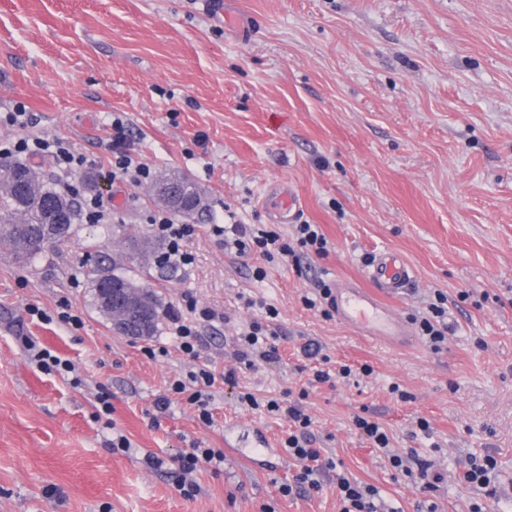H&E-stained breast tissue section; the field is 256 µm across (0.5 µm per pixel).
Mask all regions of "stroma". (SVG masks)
Returning a JSON list of instances; mask_svg holds the SVG:
<instances>
[{
  "label": "stroma",
  "mask_w": 512,
  "mask_h": 512,
  "mask_svg": "<svg viewBox=\"0 0 512 512\" xmlns=\"http://www.w3.org/2000/svg\"><path fill=\"white\" fill-rule=\"evenodd\" d=\"M19 103L28 125L2 123L0 139L67 141L90 162L74 178L80 195L115 211L107 224L79 219L31 266L0 248V512H340L328 475L321 492L280 496L300 468L285 453L270 468L230 456L223 472L202 467L192 498L177 487L178 457L223 447L225 428L262 430L279 447L287 421L238 394L299 392L308 344L332 365L373 368L314 388L305 405L322 459L375 487L379 512H417L422 495L355 428L365 411L391 450L432 462L438 512H469L461 478L480 454L498 462L490 512H512V0H0V114ZM116 113L155 175L188 174L207 201L184 242L191 265L160 269L126 253L130 238L152 237L148 218L161 205L150 185L112 177ZM281 185L301 204L277 230L320 225L330 251L300 273L268 266L258 281L210 227L273 223L270 193ZM385 250L415 273L405 295L387 300L405 321L423 316L436 291L447 295L440 352L418 335L404 347L362 336L303 305L315 280L360 281ZM100 251L166 310L189 295L212 311L200 360L237 371L236 385L213 390L212 426L178 401L157 415L155 401L193 363L170 321L148 340L113 332L90 288ZM250 298L279 310L281 356L251 370L233 355L238 328L259 314ZM64 300L81 326L57 320ZM32 305L48 320L29 316ZM23 336L71 360L76 378L37 366ZM149 344L166 355L148 358ZM104 390L112 412L101 416ZM116 429L131 452L109 448ZM148 453L167 466L148 468Z\"/></svg>",
  "instance_id": "35a3bbf8"
}]
</instances>
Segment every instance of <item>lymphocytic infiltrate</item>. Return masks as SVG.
<instances>
[{"label":"lymphocytic infiltrate","instance_id":"1","mask_svg":"<svg viewBox=\"0 0 512 512\" xmlns=\"http://www.w3.org/2000/svg\"><path fill=\"white\" fill-rule=\"evenodd\" d=\"M43 153L50 154L60 172L67 175L68 180L62 185L64 194H73L74 187L70 177L85 168L87 160L83 155L75 153L66 141H48L40 138L0 140L1 159L35 157ZM111 166L113 179L132 185L146 183L152 176L148 164L132 152L129 144V126L119 115L112 118ZM150 222L154 235L165 245L161 255L162 264L175 267L190 265L192 257L184 250L183 242L195 234V225L175 223L164 212L155 213ZM211 231L215 236L221 237L226 250L241 257L260 258V265L253 269L254 278L259 280L266 277L268 264L289 263L298 267L310 256L323 257L329 252L328 240L320 226L316 224L297 225L295 236L291 239L263 224H242L236 221L212 225ZM181 306V311L172 317V331L180 352L197 361L201 345L200 328L203 322L210 319L211 314L208 310L198 308L196 301L187 296L183 297ZM278 316L279 312L274 306H265L262 319L250 321L238 332L235 355L244 368L252 369L260 363L278 360ZM220 378L224 379L225 383L232 384L236 381V373L229 370ZM220 378L216 377L208 365L198 364L197 368L188 371L186 376L170 382L167 394L156 400L155 408L163 413L170 408L173 401L179 400L195 409L202 424L211 425L213 388ZM308 396V391L304 389L299 391L298 398L294 401L284 397L260 400L249 391L240 392L238 395L241 402L254 408H264L267 413L284 417L288 422L284 446L291 457L302 461L303 467L291 481L281 484L280 493L285 497L301 491H320L324 471L335 470L336 467L335 462L321 461L319 450L313 446L314 439L310 431L312 419L304 406ZM223 463L224 451L220 448H193L181 455L178 459V468L182 474L179 488L183 495L190 498L199 493V486L191 478L199 466L207 465L217 471Z\"/></svg>","mask_w":512,"mask_h":512}]
</instances>
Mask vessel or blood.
Here are the masks:
<instances>
[{
  "label": "vessel or blood",
  "mask_w": 512,
  "mask_h": 512,
  "mask_svg": "<svg viewBox=\"0 0 512 512\" xmlns=\"http://www.w3.org/2000/svg\"><path fill=\"white\" fill-rule=\"evenodd\" d=\"M364 283H339L334 287L335 315L339 321L359 329L375 339L408 338L410 329L382 302V295H399L409 287L413 271L405 259L393 251L377 254L364 272ZM230 454H249L251 459L264 461L275 456L265 436H257L249 449L227 442Z\"/></svg>",
  "instance_id": "1"
}]
</instances>
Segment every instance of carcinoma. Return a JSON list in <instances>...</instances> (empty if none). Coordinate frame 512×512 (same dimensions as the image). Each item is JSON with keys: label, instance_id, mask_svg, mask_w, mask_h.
<instances>
[{"label": "carcinoma", "instance_id": "cac0c4a2", "mask_svg": "<svg viewBox=\"0 0 512 512\" xmlns=\"http://www.w3.org/2000/svg\"><path fill=\"white\" fill-rule=\"evenodd\" d=\"M24 161H0V246H7L21 262H30L42 253L45 242L60 243L76 231L77 209L75 198L62 194L55 184L43 177ZM174 184L181 202H166V210L184 221H192L202 212L203 196L194 182L185 176L160 179ZM120 266L103 254L90 270V279L97 307H102V294L109 290L114 295L133 294L148 310L145 326L120 320L116 311L106 315L116 332L133 337L150 338L160 331L166 314L155 292L149 286L136 284Z\"/></svg>", "mask_w": 512, "mask_h": 512}]
</instances>
